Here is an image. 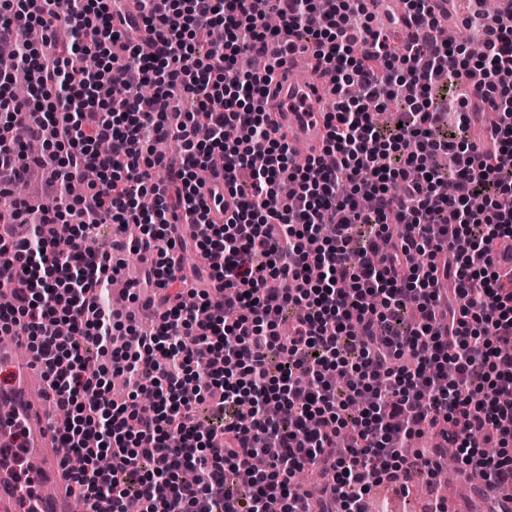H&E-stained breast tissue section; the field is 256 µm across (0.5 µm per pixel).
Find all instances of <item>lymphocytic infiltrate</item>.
<instances>
[{
    "mask_svg": "<svg viewBox=\"0 0 512 512\" xmlns=\"http://www.w3.org/2000/svg\"><path fill=\"white\" fill-rule=\"evenodd\" d=\"M139 2L135 19L124 0H0V42L31 84L15 96L0 71V272L15 295L0 333L26 336L46 368L85 512H123L129 498L141 512H367L373 487L434 479L440 449L409 448L428 427L463 473L512 487V10L474 11L475 57L436 36V0H407L419 35L406 44L366 23L362 0H278L273 28L264 0H164L161 14ZM118 25L147 26L153 57L119 44ZM273 45L313 50L338 90L323 151L302 164L265 110ZM475 74L480 95L462 94ZM388 102L399 124L385 132L371 109ZM449 110L452 141L433 138ZM489 110L479 146L470 130ZM229 124L251 137L225 140ZM170 138L178 163L144 155ZM216 152L238 198L224 224L209 217L217 187L197 176ZM33 167L56 178L37 209L11 192ZM171 167L173 183H151ZM107 222L141 227L130 249L152 259L151 330L105 302L120 270L93 234ZM190 243L201 289L169 261ZM116 377L128 401L113 399ZM203 404L221 429L198 421ZM308 466L334 498L297 482ZM239 470L252 475L243 492Z\"/></svg>",
    "mask_w": 512,
    "mask_h": 512,
    "instance_id": "lymphocytic-infiltrate-1",
    "label": "lymphocytic infiltrate"
}]
</instances>
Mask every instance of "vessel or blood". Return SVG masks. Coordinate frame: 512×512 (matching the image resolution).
I'll return each mask as SVG.
<instances>
[{
	"mask_svg": "<svg viewBox=\"0 0 512 512\" xmlns=\"http://www.w3.org/2000/svg\"><path fill=\"white\" fill-rule=\"evenodd\" d=\"M285 77L269 87L280 131L289 145L300 146L306 155H319L327 134L325 115L335 101L334 85L328 72L305 81L293 79V65H286ZM18 370L9 386L0 387V512H18L17 489L10 457L5 449L15 433H22L24 454L37 465V476L46 489L37 512H75L80 491L61 465L57 439L44 413L30 401L32 386L43 377L42 364L33 363L23 344L0 345V369Z\"/></svg>",
	"mask_w": 512,
	"mask_h": 512,
	"instance_id": "1",
	"label": "vessel or blood"
}]
</instances>
